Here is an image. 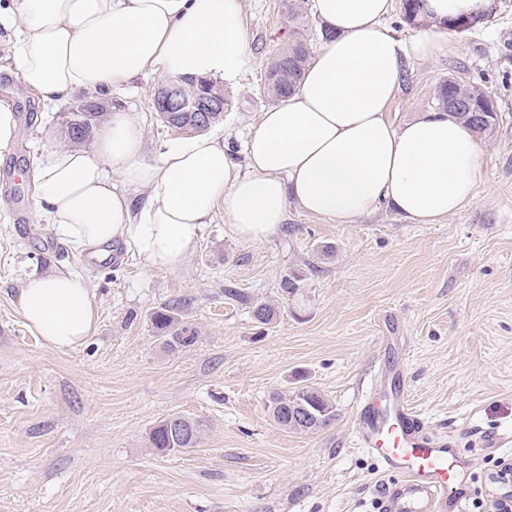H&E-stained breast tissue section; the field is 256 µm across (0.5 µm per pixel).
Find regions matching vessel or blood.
<instances>
[{
	"label": "vessel or blood",
	"mask_w": 512,
	"mask_h": 512,
	"mask_svg": "<svg viewBox=\"0 0 512 512\" xmlns=\"http://www.w3.org/2000/svg\"><path fill=\"white\" fill-rule=\"evenodd\" d=\"M408 385L394 374L385 398L359 401L353 422L360 446L386 478L378 512H462L467 461L458 439L430 431L410 409Z\"/></svg>",
	"instance_id": "obj_1"
}]
</instances>
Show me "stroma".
Here are the masks:
<instances>
[{"label":"stroma","instance_id":"obj_1","mask_svg":"<svg viewBox=\"0 0 512 512\" xmlns=\"http://www.w3.org/2000/svg\"><path fill=\"white\" fill-rule=\"evenodd\" d=\"M253 63L225 85L218 127L236 159L269 102L266 66L292 31L284 0H243ZM448 51L405 62L387 112L396 124L436 110L456 77L490 91L498 124L479 139L484 165L473 198L436 224L380 207L354 224L289 208L279 233L244 242L216 213L175 269L132 252L89 268L85 253L37 216L31 164L69 146L71 96L50 112L0 70V100L18 114L0 150V512H373L382 479L352 443L356 404L373 367H403L408 399L429 429L449 432L470 460L465 512L502 495L498 460L512 463V0H488ZM165 77L148 74L109 98L138 113L145 145L176 134L153 106ZM332 247V257L318 253ZM305 276L299 295L281 281ZM73 273L90 287V337L65 351L33 336L17 309L26 281ZM240 292L239 300L224 295ZM278 310L258 324L251 303ZM177 301L196 342L166 351L151 313ZM335 410L314 432L287 431L267 410L297 373ZM197 421L196 447L161 453L149 433L165 417ZM500 434L496 448L480 438Z\"/></svg>","mask_w":512,"mask_h":512}]
</instances>
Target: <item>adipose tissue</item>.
<instances>
[{"label": "adipose tissue", "instance_id": "1", "mask_svg": "<svg viewBox=\"0 0 512 512\" xmlns=\"http://www.w3.org/2000/svg\"><path fill=\"white\" fill-rule=\"evenodd\" d=\"M425 28L397 42L386 21L396 0H313L322 28L296 90L259 116L237 162L222 135L201 133L148 155L137 113L115 110L88 148L38 158L33 189L41 222L75 249L110 243L150 266L175 269L223 211L241 240L279 232L289 206L350 224L385 206L434 224L474 196L483 155L447 112L392 125L386 108L403 60L444 54V19L484 0H428ZM242 0H0L7 67L45 107L72 95L106 96L152 72L235 81L250 64ZM18 309L55 350L82 345L96 311L76 274L30 279Z\"/></svg>", "mask_w": 512, "mask_h": 512}]
</instances>
